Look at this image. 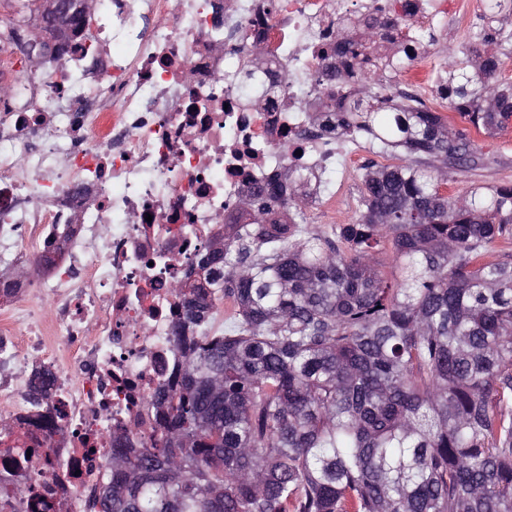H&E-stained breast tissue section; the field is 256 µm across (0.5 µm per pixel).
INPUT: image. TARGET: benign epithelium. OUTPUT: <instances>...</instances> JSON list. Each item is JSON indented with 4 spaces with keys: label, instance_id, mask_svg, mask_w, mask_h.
I'll list each match as a JSON object with an SVG mask.
<instances>
[{
    "label": "benign epithelium",
    "instance_id": "7a95c632",
    "mask_svg": "<svg viewBox=\"0 0 512 512\" xmlns=\"http://www.w3.org/2000/svg\"><path fill=\"white\" fill-rule=\"evenodd\" d=\"M37 22L27 30V60L63 59L76 24H87L93 15L92 0H39Z\"/></svg>",
    "mask_w": 512,
    "mask_h": 512
}]
</instances>
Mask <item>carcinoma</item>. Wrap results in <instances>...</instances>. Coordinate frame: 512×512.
<instances>
[{
  "instance_id": "carcinoma-1",
  "label": "carcinoma",
  "mask_w": 512,
  "mask_h": 512,
  "mask_svg": "<svg viewBox=\"0 0 512 512\" xmlns=\"http://www.w3.org/2000/svg\"><path fill=\"white\" fill-rule=\"evenodd\" d=\"M483 11L478 44L439 72L449 111L494 136L512 122V0ZM402 29L338 30L365 95L339 85L317 119L405 159L366 167L350 224L306 230L293 169L224 216V250L178 285L179 376L141 447L117 437L86 512H512V252L485 259L512 240V183L441 192L470 141L386 93L433 42ZM24 496L1 493L0 512Z\"/></svg>"
}]
</instances>
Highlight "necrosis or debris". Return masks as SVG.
I'll return each mask as SVG.
<instances>
[{"mask_svg": "<svg viewBox=\"0 0 512 512\" xmlns=\"http://www.w3.org/2000/svg\"><path fill=\"white\" fill-rule=\"evenodd\" d=\"M399 0H96L71 66L20 67L0 43V273L57 264L0 296V489L81 512L114 436H147L181 365L174 282L194 276L224 216L282 167L353 162L307 118L336 85L338 23ZM407 24L466 30V0H416ZM288 85L246 107L247 75ZM288 153H281L282 143Z\"/></svg>", "mask_w": 512, "mask_h": 512, "instance_id": "1", "label": "necrosis or debris"}]
</instances>
